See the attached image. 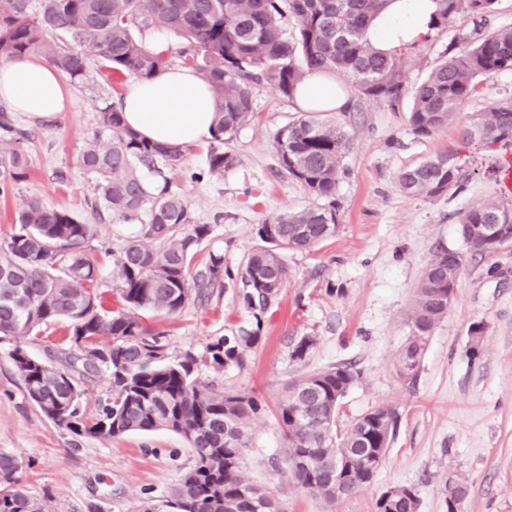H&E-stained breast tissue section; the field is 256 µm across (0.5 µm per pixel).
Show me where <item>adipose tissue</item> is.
<instances>
[{"instance_id": "adipose-tissue-1", "label": "adipose tissue", "mask_w": 512, "mask_h": 512, "mask_svg": "<svg viewBox=\"0 0 512 512\" xmlns=\"http://www.w3.org/2000/svg\"><path fill=\"white\" fill-rule=\"evenodd\" d=\"M433 0H392L373 23L368 37L391 52L430 31ZM0 100L13 111L47 123L66 108L61 75L46 62L23 55L0 62ZM303 111L339 112L347 104L336 76L309 73L294 96ZM122 118L130 129L155 143L188 147L209 140L217 102L211 86L194 70L175 67L132 83L123 95Z\"/></svg>"}]
</instances>
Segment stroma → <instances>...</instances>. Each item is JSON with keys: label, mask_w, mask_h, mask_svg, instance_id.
<instances>
[{"label": "stroma", "mask_w": 512, "mask_h": 512, "mask_svg": "<svg viewBox=\"0 0 512 512\" xmlns=\"http://www.w3.org/2000/svg\"><path fill=\"white\" fill-rule=\"evenodd\" d=\"M469 25L468 17H458L447 32L402 48L407 84L421 82ZM130 83L115 75L106 83L66 84L68 107L52 123L13 114L27 134L31 169L14 195L0 197V240L11 233L16 208L28 196L91 224L86 249L109 309L121 305L112 289V249L136 236L140 226L94 215L93 181L79 155L98 128L103 100L120 99ZM509 98L512 72L481 80L453 121L427 139L410 134L407 110L364 104L349 128V172L338 187L335 236L311 252L285 254L288 281L243 367L203 372L204 380L273 404L291 377L347 363L360 377L340 405L338 430L382 405L396 411L397 434L374 478L332 505L271 467V457L283 453L274 415L253 424L244 473L270 491L283 512H376L380 495L402 485L416 486L420 512H446L444 486L458 478L468 485L464 512H512V243L489 255L466 252L458 224L460 210L491 197H512L502 179L487 175L498 168V157L459 135L475 113ZM253 99L255 118L233 142L235 168L221 177L206 176L209 146L201 143L164 169L186 195L195 223L213 227L198 247L200 264L220 253L225 265L238 268L257 244L262 221L311 202L304 187L281 170L272 146L274 133L297 118L299 109L264 86L255 87ZM446 152L462 168L460 189L433 199L399 193L400 169ZM441 249L463 255L456 301L435 329L415 383L408 385L395 367L407 332L406 312L423 268ZM144 321L162 332L166 353L175 359L188 351L202 353L211 337L248 326L250 317L238 308L229 285L190 300L176 315L150 314ZM304 336L313 337L314 345L305 360H292ZM14 345L0 341V452L21 460L19 483L44 501L45 512H82L89 503L105 512H138L143 503L169 495L193 464L184 438L167 430L114 439L73 435L25 397L9 359Z\"/></svg>", "instance_id": "35a3bbf8"}]
</instances>
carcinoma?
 <instances>
[{
	"label": "carcinoma",
	"instance_id": "cac0c4a2",
	"mask_svg": "<svg viewBox=\"0 0 512 512\" xmlns=\"http://www.w3.org/2000/svg\"><path fill=\"white\" fill-rule=\"evenodd\" d=\"M390 0H0V58L38 55L74 85L106 82L118 73L149 80L174 64L193 68L207 81L218 102L208 172L222 176L238 155L231 147L238 131L254 116L253 86L264 85L283 99L311 72L334 74L353 94L344 114L376 103L391 111L410 99V133L431 137L477 90L481 78L512 71V26H493L498 0H434L431 31L441 34L458 16L473 29L458 36L462 48L443 52L422 82L409 87L400 57L377 49L366 37ZM293 22L288 33L284 20ZM174 32L181 45L157 51L133 29ZM462 136L512 150V100L482 112ZM24 133L0 113V195L8 197L27 180L30 163L21 147ZM351 136L345 123H328L316 112L277 130L279 165L301 183L314 203L258 225L257 244L237 275L224 255L209 254L191 273L197 248L213 227L196 224L184 194L161 167L183 150L163 147L123 125L118 103L99 108V130L85 141L80 164L94 179L92 210L115 221H135L139 234L112 250V282L122 307L109 310L97 293L98 272L85 253L91 225L69 211L36 197L21 200L9 236L0 241V341L25 337L43 325L64 321L70 351L35 358L21 346L11 365L26 398L55 424L76 436L117 438L130 432L165 429L183 436L194 465L159 504L141 512H279L275 499L244 475L251 425L266 412L265 402L249 393L226 390L201 378L240 368L261 339L263 317L276 304L288 271L284 253L310 252L336 234V192L345 170ZM160 179L149 182L143 170ZM454 156L439 154L402 169L400 194L431 199L460 188ZM512 204L489 199L465 211L459 232L473 246L470 226L506 224ZM462 256L438 251L425 266L406 315L408 335L396 358L401 380L417 377L423 354L438 324L455 300ZM240 279V309L254 319L249 329L215 336L199 355L171 360L161 335L144 322L146 314L173 315L191 295H206ZM104 373L109 393L90 419L82 410L80 380ZM359 378L348 364L305 373L288 382L276 405L285 442L274 463L288 481L328 504L350 497L370 482L394 440L398 416L379 406L356 418L342 433L336 416ZM19 459L0 453V512H45V505L18 486ZM463 481L447 483L446 512H456L467 497ZM377 512H419L411 485L391 488L378 499Z\"/></svg>",
	"mask_w": 512,
	"mask_h": 512
}]
</instances>
